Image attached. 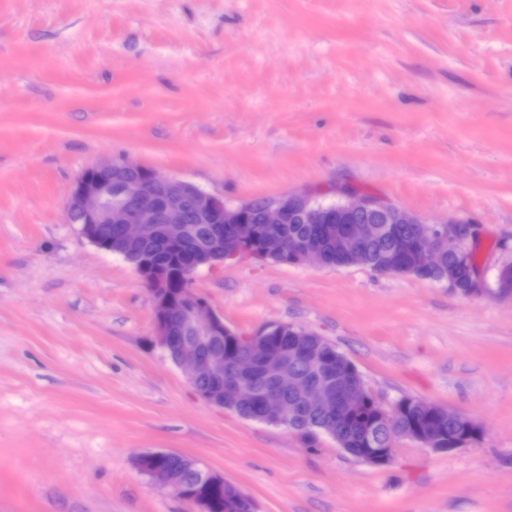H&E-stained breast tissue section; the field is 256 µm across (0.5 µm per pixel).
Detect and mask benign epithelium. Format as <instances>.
<instances>
[{"label": "benign epithelium", "mask_w": 512, "mask_h": 512, "mask_svg": "<svg viewBox=\"0 0 512 512\" xmlns=\"http://www.w3.org/2000/svg\"><path fill=\"white\" fill-rule=\"evenodd\" d=\"M144 166L132 161H107L84 170L71 186L67 198L69 223L79 226V233L91 244L99 247L103 235L101 225L116 224L120 232L117 240L107 238L106 251L121 256L128 255L133 248H147L155 241L159 232H164L166 244L178 242L189 223L187 204L196 202L198 218L210 225L212 248L216 256L207 251L196 253L189 261V273L199 266H214L227 258L250 257L268 261L271 251H260L255 246L256 227L246 223L242 211L246 205L230 207L204 189L173 176H162L152 172L146 178ZM339 203L326 205L311 193H295L262 202V222L265 224H330V216L342 213L344 227L336 229V251L347 255V265L363 266L365 257L357 252H348V246L363 243L372 232L374 224H423V237L412 256L413 266L422 270L437 271L443 268L446 256L455 257L461 264L471 252L470 242L477 237V225L460 219L449 218L441 222H430L410 211L388 204L377 197L350 191L338 190ZM226 224L240 225L237 238L224 245L222 228ZM288 258L295 265L312 264L324 266L321 251L316 241L295 238L288 242ZM143 284L149 292L155 322V336L168 358L180 368L187 380L194 384L202 377L217 381L211 390L199 394L206 403L224 406V398L244 402L251 398L248 388L238 382L220 384L224 379V356L210 353L205 345L217 337L232 332L224 324V317L217 314L210 302L194 288L183 289V302L179 309L181 320L173 317L171 305L165 295L164 278L152 265L147 254H142V264L135 266ZM448 288L466 297L492 295L512 300V288H495L488 284L476 270L472 272L465 288L455 287V279L448 277ZM200 332L198 336L187 335L188 330ZM311 336L313 332L284 323H271L255 336H245L241 342L247 347L246 360L261 358L268 376L288 389L297 392L304 405L310 409L330 407L333 403L349 408L361 405L368 395L364 382L337 385L340 375L332 370H321L322 381L312 385L298 377L288 363V358L263 346L266 336ZM262 421L273 426H286L288 414L275 394L266 399ZM470 418L440 406L436 407V422L467 427ZM409 439L423 447L433 448L435 437L424 436L422 431L394 434L388 448H362L356 458L373 466H387L394 458L396 442ZM157 457H169L178 461V466L152 467L148 461ZM136 467L150 480L161 487L172 490L180 499H185L183 475L187 471L198 477L209 478L210 474L198 467L196 462L174 452H143L135 459ZM187 500V499H185ZM187 503L197 507L196 512H209L208 502L203 498L189 499Z\"/></svg>", "instance_id": "1"}]
</instances>
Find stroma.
I'll use <instances>...</instances> for the list:
<instances>
[{"label": "stroma", "instance_id": "stroma-1", "mask_svg": "<svg viewBox=\"0 0 512 512\" xmlns=\"http://www.w3.org/2000/svg\"><path fill=\"white\" fill-rule=\"evenodd\" d=\"M127 159L230 206L354 189L477 224L512 261V0H0V512H190L134 464L185 455L256 512H512V302L409 275L249 259L194 289L252 336L336 346L383 406L484 433L391 464L205 403L133 266L67 223Z\"/></svg>", "mask_w": 512, "mask_h": 512}]
</instances>
